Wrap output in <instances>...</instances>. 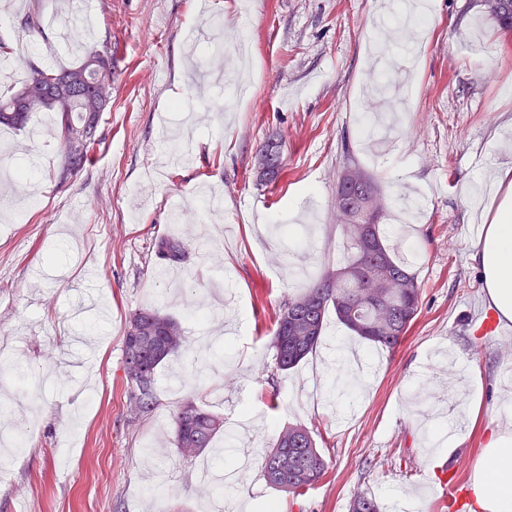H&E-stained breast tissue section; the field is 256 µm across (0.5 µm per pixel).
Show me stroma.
I'll list each match as a JSON object with an SVG mask.
<instances>
[{
	"mask_svg": "<svg viewBox=\"0 0 512 512\" xmlns=\"http://www.w3.org/2000/svg\"><path fill=\"white\" fill-rule=\"evenodd\" d=\"M70 0H0L12 50L9 93L28 58L71 65L81 52L50 18ZM89 0L88 45L111 40L120 60L103 140L91 162L59 182L52 132L0 130L11 175L0 186V424L22 435L0 452V512H211L199 460L182 459L172 413L185 400L220 412L225 436L250 454L226 512H350L355 492L381 512H456L429 497L434 466L472 478L501 395L512 393V323L476 336L489 309L470 255L473 224L499 198L489 177L512 173V33L482 0H430V14L386 37L374 25L388 0ZM39 10L41 33L24 14ZM224 59L239 36L252 52L245 96L213 80L211 21ZM195 111L192 165L170 166L164 126ZM284 169L257 182L269 135ZM356 164L381 190L388 243L412 241L419 313L402 342L380 349L329 321L323 344L297 368L275 367L270 340L282 304L346 258L336 186ZM186 246L170 286L155 238ZM96 278L86 283L87 267ZM158 307L191 340L195 310L211 313L209 348L161 365L150 416L132 420L123 364L131 310ZM365 355L368 374L331 402L323 379L336 352ZM440 418L452 449L433 442ZM312 432L329 465L304 495L271 488L264 456L284 424Z\"/></svg>",
	"mask_w": 512,
	"mask_h": 512,
	"instance_id": "35a3bbf8",
	"label": "stroma"
}]
</instances>
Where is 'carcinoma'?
<instances>
[{"label":"carcinoma","mask_w":512,"mask_h":512,"mask_svg":"<svg viewBox=\"0 0 512 512\" xmlns=\"http://www.w3.org/2000/svg\"><path fill=\"white\" fill-rule=\"evenodd\" d=\"M488 17L505 31L512 32V0H484ZM103 56L111 66L100 71L106 95L112 94V82L118 70L112 43L84 51V58L68 67L31 64L22 88L0 96V125L14 130L26 128L40 112H53L55 136L64 140L74 132L84 131L88 114L98 117L100 91L92 85L95 72L92 61ZM97 137H87L82 150L63 159L72 173L90 162ZM380 194L375 181L363 175V181L336 195V206L354 214L352 222L341 225L349 255L334 269H326L318 282L299 291L283 305L275 317L270 346L276 368L286 372L297 367L316 349L323 338L326 320L334 314L337 321L355 335L386 349L401 343L414 322L419 307L420 286L403 261L392 256L380 226H375L376 252L362 253L356 227V214L365 199ZM186 248L180 238L164 237L156 244L159 259L180 263ZM364 261L363 270L352 278L336 282L334 276L347 272ZM384 271L411 283L409 288H389L384 299L372 308L362 298L364 283ZM303 305L296 324L303 335L289 334L284 314L288 307ZM190 346L183 324L159 308H138L129 313L124 336V369L132 385L129 407L134 417L152 413L157 406L155 376L159 365L178 358ZM174 438L178 453L185 459L201 455L213 440L224 434V417L189 400L174 412ZM327 462L316 446L311 431L301 424H288L279 431L264 458L263 476L273 489L299 493L315 486L326 474ZM351 512H379L376 500L366 494L354 498Z\"/></svg>","instance_id":"carcinoma-1"}]
</instances>
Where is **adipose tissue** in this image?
I'll return each mask as SVG.
<instances>
[{
    "mask_svg": "<svg viewBox=\"0 0 512 512\" xmlns=\"http://www.w3.org/2000/svg\"><path fill=\"white\" fill-rule=\"evenodd\" d=\"M472 259L482 269L491 303L512 321V186L500 200ZM472 489L479 512H512L511 411L495 419Z\"/></svg>",
    "mask_w": 512,
    "mask_h": 512,
    "instance_id": "obj_1",
    "label": "adipose tissue"
}]
</instances>
